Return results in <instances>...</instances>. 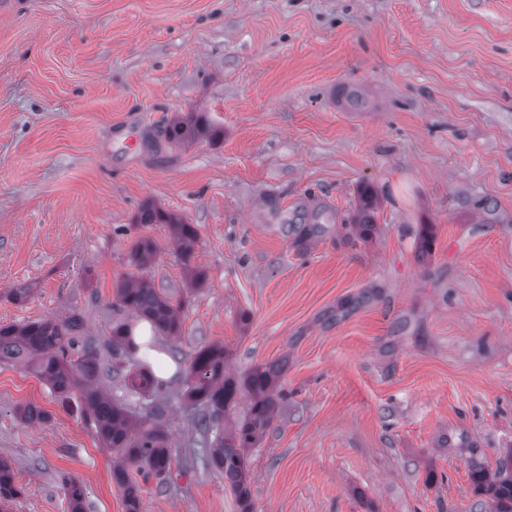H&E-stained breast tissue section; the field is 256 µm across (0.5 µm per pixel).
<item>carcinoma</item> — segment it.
Masks as SVG:
<instances>
[{
    "instance_id": "cac0c4a2",
    "label": "carcinoma",
    "mask_w": 512,
    "mask_h": 512,
    "mask_svg": "<svg viewBox=\"0 0 512 512\" xmlns=\"http://www.w3.org/2000/svg\"><path fill=\"white\" fill-rule=\"evenodd\" d=\"M219 135L205 116L195 112L178 116L164 127L165 139L173 145H190ZM137 223L167 225L171 241L183 259L189 260L194 252L198 231L181 217L147 206ZM157 255L158 243L154 238L141 236L136 240L128 256L131 272L114 285L115 303L148 321L156 332L177 339L181 335L180 307L159 292L147 276ZM77 327L78 319L74 316L0 326V362L33 365L61 405L78 406L104 447L121 453L127 463L156 477L166 475L171 469L172 449L167 432L157 424L165 416L166 405L154 400L162 383L150 366L137 358L138 346L131 328L124 323L112 329L113 362L102 366L91 342L78 360L68 357ZM225 359L222 345L200 349L189 367L185 399L194 410L195 428L210 462L224 472L240 512H251L248 449L266 434L283 400L279 385L282 366L261 364L239 376H229L225 373ZM114 373L125 376L128 394L147 402L148 419L141 424L134 422L126 399L114 398L97 387L100 377ZM243 395L249 398L245 415L231 426H222L223 418L237 407ZM474 475L494 512H512V453L508 462L495 471L480 469ZM112 479L125 493L127 512H136L135 488L130 485L125 466H116ZM19 494L11 466L1 459L0 505Z\"/></svg>"
}]
</instances>
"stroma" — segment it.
<instances>
[{
	"mask_svg": "<svg viewBox=\"0 0 512 512\" xmlns=\"http://www.w3.org/2000/svg\"><path fill=\"white\" fill-rule=\"evenodd\" d=\"M189 112L220 138L165 141ZM148 203L195 225L190 259L135 223ZM139 235L182 333L154 338L173 461L133 473L138 512H239L183 397L212 344L232 374L285 364L253 512H489L473 472L512 450V0H0V325L74 315L111 360ZM0 459L9 512H71L73 483L127 512L121 456L11 362ZM20 494L19 488L15 485L11 466L5 461L0 460V510L2 504H8Z\"/></svg>",
	"mask_w": 512,
	"mask_h": 512,
	"instance_id": "35a3bbf8",
	"label": "stroma"
}]
</instances>
